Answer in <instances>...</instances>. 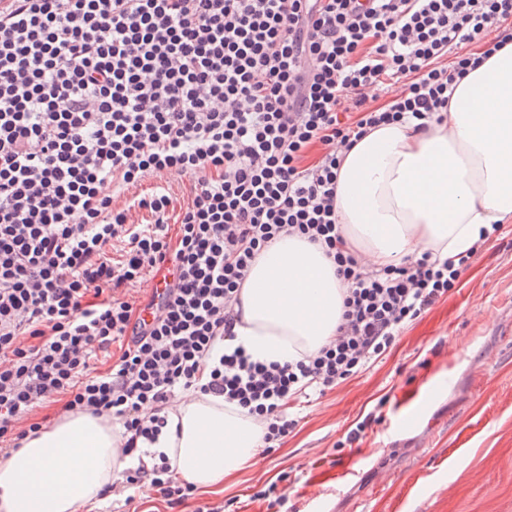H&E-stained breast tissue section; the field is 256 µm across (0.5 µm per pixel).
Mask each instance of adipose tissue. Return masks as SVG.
I'll list each match as a JSON object with an SVG mask.
<instances>
[{
	"label": "adipose tissue",
	"mask_w": 512,
	"mask_h": 512,
	"mask_svg": "<svg viewBox=\"0 0 512 512\" xmlns=\"http://www.w3.org/2000/svg\"><path fill=\"white\" fill-rule=\"evenodd\" d=\"M336 218L349 246L376 267L426 252L452 258L512 222V41L455 82L447 118L423 129L380 126L346 153ZM343 293L319 246L281 235L242 285L236 343L267 364L313 355L336 334ZM165 414L158 439L142 445L145 466L166 457L176 478L210 489L263 460V424L223 398L186 392ZM122 444L107 416L60 417L0 457V512H83L132 466Z\"/></svg>",
	"instance_id": "1"
}]
</instances>
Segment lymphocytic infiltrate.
Segmentation results:
<instances>
[{"label":"lymphocytic infiltrate","mask_w":512,"mask_h":512,"mask_svg":"<svg viewBox=\"0 0 512 512\" xmlns=\"http://www.w3.org/2000/svg\"><path fill=\"white\" fill-rule=\"evenodd\" d=\"M511 18L512 0H0V446L61 396L111 416L133 456L178 390L247 409L279 445L291 401L375 362L480 251L361 264L336 222L341 151L446 111ZM474 42L480 56L460 53ZM388 81L401 93L369 106ZM172 172L189 180L178 209ZM284 233L333 260L344 311L316 354L266 365L235 346L234 306ZM145 278L163 291L127 298ZM144 481L172 510L194 496L164 459L129 469L127 487Z\"/></svg>","instance_id":"lymphocytic-infiltrate-1"}]
</instances>
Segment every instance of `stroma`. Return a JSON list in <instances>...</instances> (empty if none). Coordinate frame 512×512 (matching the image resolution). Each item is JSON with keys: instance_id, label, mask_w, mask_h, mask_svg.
<instances>
[{"instance_id": "1", "label": "stroma", "mask_w": 512, "mask_h": 512, "mask_svg": "<svg viewBox=\"0 0 512 512\" xmlns=\"http://www.w3.org/2000/svg\"><path fill=\"white\" fill-rule=\"evenodd\" d=\"M289 414L295 429L260 467L197 503L274 512L257 496L273 483L286 497L275 512H512V223L382 358Z\"/></svg>"}]
</instances>
